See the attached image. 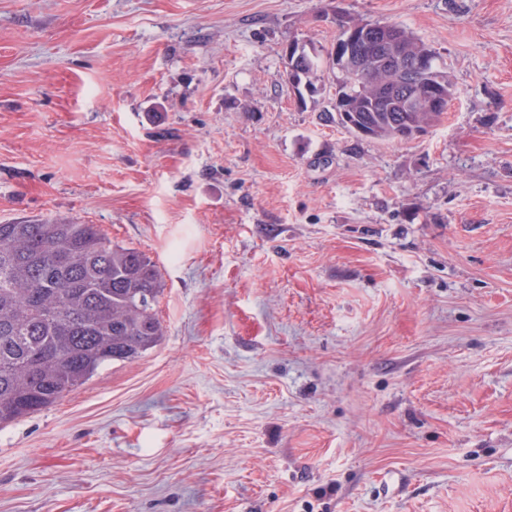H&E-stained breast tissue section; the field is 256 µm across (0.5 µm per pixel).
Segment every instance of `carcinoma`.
I'll return each instance as SVG.
<instances>
[{
	"label": "carcinoma",
	"mask_w": 512,
	"mask_h": 512,
	"mask_svg": "<svg viewBox=\"0 0 512 512\" xmlns=\"http://www.w3.org/2000/svg\"><path fill=\"white\" fill-rule=\"evenodd\" d=\"M410 55L426 51L425 80L456 95L436 50L403 25ZM291 46L294 72L287 83L304 105L318 92L322 64L336 69V47L309 51ZM395 75H370L359 94L342 90L348 112L336 113L348 132L381 141L412 139L443 116L420 104L408 111L399 100L378 95ZM162 293L157 266L135 247L112 243L94 224L48 219L0 224V427L46 409L114 361L140 357L163 336L156 307Z\"/></svg>",
	"instance_id": "carcinoma-1"
}]
</instances>
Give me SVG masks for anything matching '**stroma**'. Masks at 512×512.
Masks as SVG:
<instances>
[{"label": "stroma", "instance_id": "stroma-1", "mask_svg": "<svg viewBox=\"0 0 512 512\" xmlns=\"http://www.w3.org/2000/svg\"><path fill=\"white\" fill-rule=\"evenodd\" d=\"M402 24L416 138L288 43ZM94 224L164 334L0 428V512H512V0H0V223ZM336 15V25L339 27V33L331 49L325 51V61L329 70L335 74L336 69V46L345 34V42H349L343 60L337 65V69L343 75L355 77L361 76L366 70L377 66L380 61L373 58H367L364 55V49H360L359 32L355 27L364 28L371 24H383L390 27L391 30L399 32L404 49L410 55H416L419 52L430 53V64L425 80L445 91H449V96L436 91L427 89L425 95L422 92L423 76L427 70V54L423 53L416 57L406 54L402 48L397 34L392 33V42L389 45V53L392 63L390 67L398 71L400 83L397 88L388 89V92L395 93L397 89H403L405 102L408 106H413L418 100L422 99L431 110L424 104L414 108L413 112H408L406 106L397 99L378 95L377 87L379 85L391 84L395 80V75L386 70L378 71L382 66L374 69L377 71L370 75V81L365 83L361 93L354 95V89L344 88L343 95L346 98L345 104L341 107H347L349 112H336L337 122L348 132L355 135L369 137L381 141H392L396 139H412L416 137V132H425L429 127L439 122L448 106V103L456 95V88L448 76L443 63L436 50L412 31L402 24L392 21H364L354 19L345 13ZM347 16L345 19L344 16ZM355 92V93H352ZM434 111V112H433ZM345 114L347 120L342 116ZM362 129L363 133L357 131ZM309 45L312 46L311 53ZM292 60L288 64L289 49L285 50V78L287 83L297 92V101L306 105V95L313 97L318 88L315 85L316 75L322 65L321 54L313 47L312 43L304 39H296L291 46ZM297 58V59H296ZM296 59V60H295ZM295 62V64H294ZM293 65L294 72H288V65ZM307 93H305V92Z\"/></svg>", "mask_w": 512, "mask_h": 512}]
</instances>
